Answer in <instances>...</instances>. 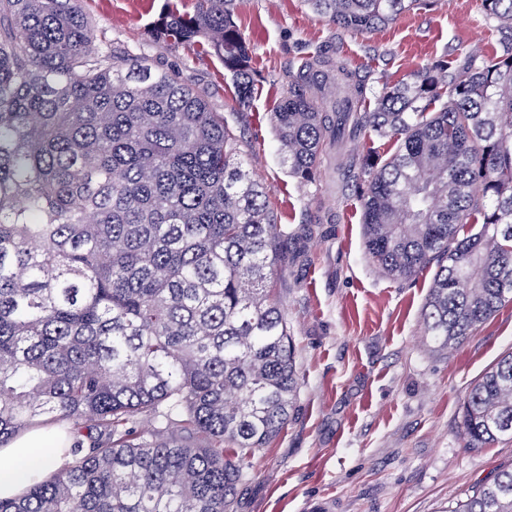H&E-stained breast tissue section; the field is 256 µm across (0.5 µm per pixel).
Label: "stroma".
I'll list each match as a JSON object with an SVG mask.
<instances>
[{"mask_svg": "<svg viewBox=\"0 0 512 512\" xmlns=\"http://www.w3.org/2000/svg\"><path fill=\"white\" fill-rule=\"evenodd\" d=\"M167 6L82 0L95 37L175 73L224 113L288 234V261L270 286L293 335L299 394L285 428L252 457L230 512H450L512 465V439L468 447L462 411L472 385L512 352V302L453 348L435 350L421 317L431 271L404 281L381 272L365 252L357 195L337 191L326 164L315 183L290 176L272 114L289 70L313 53L395 84L435 60L461 65L464 46L495 51L500 33L476 0H433L363 32L336 28L304 0H235L254 72L244 107L217 56L154 41Z\"/></svg>", "mask_w": 512, "mask_h": 512, "instance_id": "35a3bbf8", "label": "stroma"}]
</instances>
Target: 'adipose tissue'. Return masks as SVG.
I'll return each mask as SVG.
<instances>
[{"label": "adipose tissue", "mask_w": 512, "mask_h": 512, "mask_svg": "<svg viewBox=\"0 0 512 512\" xmlns=\"http://www.w3.org/2000/svg\"><path fill=\"white\" fill-rule=\"evenodd\" d=\"M55 444L52 430L42 428L25 432L0 447V499L18 497L48 476L52 466L43 450Z\"/></svg>", "instance_id": "adipose-tissue-1"}]
</instances>
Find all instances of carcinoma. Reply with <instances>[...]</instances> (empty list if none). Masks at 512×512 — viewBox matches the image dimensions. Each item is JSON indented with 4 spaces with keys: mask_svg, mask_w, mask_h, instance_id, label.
<instances>
[{
    "mask_svg": "<svg viewBox=\"0 0 512 512\" xmlns=\"http://www.w3.org/2000/svg\"><path fill=\"white\" fill-rule=\"evenodd\" d=\"M82 0H0V447L69 427L71 461L0 512H229L251 458L299 388L288 319L268 288L286 261L268 189L205 97L96 41ZM234 0L171 5L152 28L224 63L246 104L251 50ZM371 30L427 0H306ZM503 33L376 92L323 53L288 74L281 162L314 179L346 155L365 249L408 280L434 269L425 335L447 350L512 302V0H480ZM152 422L140 426V420ZM467 445L512 439V353L464 401ZM454 512H512V466ZM395 148L396 144L389 138L378 139L373 137V141H369L368 139H359L350 144L351 153L357 160L366 155L369 150L377 151L382 155H389L395 151Z\"/></svg>",
    "mask_w": 512,
    "mask_h": 512,
    "instance_id": "obj_1",
    "label": "carcinoma"
}]
</instances>
